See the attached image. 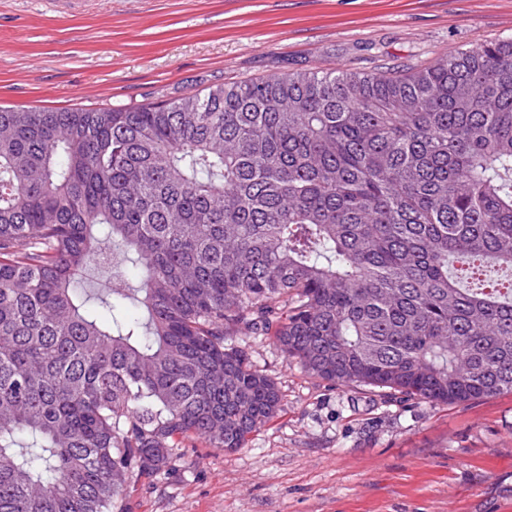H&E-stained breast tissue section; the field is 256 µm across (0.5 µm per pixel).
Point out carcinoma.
<instances>
[{"label": "carcinoma", "mask_w": 512, "mask_h": 512, "mask_svg": "<svg viewBox=\"0 0 512 512\" xmlns=\"http://www.w3.org/2000/svg\"><path fill=\"white\" fill-rule=\"evenodd\" d=\"M136 256L138 286L80 279ZM512 38L133 109L0 107V512H126L186 443L279 411L238 336L313 378L512 393Z\"/></svg>", "instance_id": "1"}]
</instances>
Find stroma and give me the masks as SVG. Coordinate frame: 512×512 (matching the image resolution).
<instances>
[{"instance_id":"stroma-1","label":"stroma","mask_w":512,"mask_h":512,"mask_svg":"<svg viewBox=\"0 0 512 512\" xmlns=\"http://www.w3.org/2000/svg\"><path fill=\"white\" fill-rule=\"evenodd\" d=\"M512 36V0H0V106L131 108L316 68L428 65ZM281 394L248 445L197 444L128 512H512V393L328 386L239 337Z\"/></svg>"}]
</instances>
